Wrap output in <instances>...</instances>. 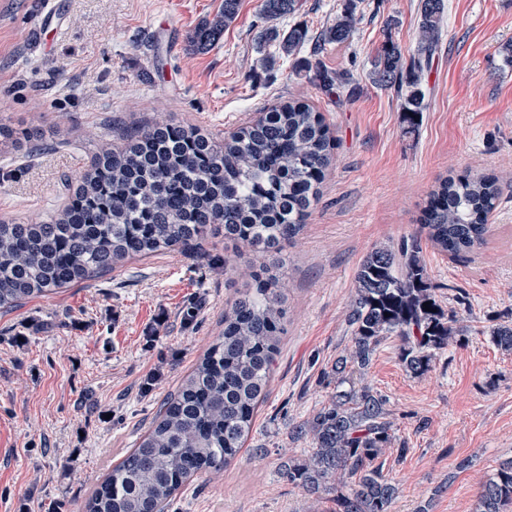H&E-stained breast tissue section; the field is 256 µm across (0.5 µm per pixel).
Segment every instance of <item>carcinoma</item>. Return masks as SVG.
Returning a JSON list of instances; mask_svg holds the SVG:
<instances>
[{
	"mask_svg": "<svg viewBox=\"0 0 512 512\" xmlns=\"http://www.w3.org/2000/svg\"><path fill=\"white\" fill-rule=\"evenodd\" d=\"M299 8V0H261L269 20ZM358 8V0H346L319 41L349 42ZM238 10L239 0H224L223 14L196 28L193 45L205 50L216 44ZM445 10V0H419L412 55L388 36L372 61L373 82L394 90L409 132L427 107L422 78ZM308 41L301 25L286 31L272 25L259 37V44H273L285 57ZM296 63L300 75L326 92L351 85L347 72L330 71L311 57ZM39 137L35 129L0 122V147L15 151ZM124 139L117 149L108 142L97 146L67 204L48 220L0 221L1 311L95 280L127 261L184 252L219 237L246 249L257 269L224 309V331L166 395L82 512H165L189 481L221 473L245 447L268 396L283 332L282 249L303 229L335 149L322 115L300 101L280 104L223 141L172 120ZM502 194L493 173L441 180L422 211L428 240L452 257L482 249ZM355 284L347 314L350 345L328 372L335 393L291 427V438L309 448L282 461L280 475L312 499L330 495L332 512H391L399 488L371 463L390 447L394 429L389 400L368 384V369L379 345L394 336L405 370L421 375L463 327L445 316L415 238L373 248L357 267ZM490 337L512 351V324L492 328ZM474 512H512V459L487 476Z\"/></svg>",
	"mask_w": 512,
	"mask_h": 512,
	"instance_id": "obj_1",
	"label": "carcinoma"
}]
</instances>
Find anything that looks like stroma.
<instances>
[{"mask_svg": "<svg viewBox=\"0 0 512 512\" xmlns=\"http://www.w3.org/2000/svg\"><path fill=\"white\" fill-rule=\"evenodd\" d=\"M44 0H0V118L40 129L38 154L0 155V219L48 220L68 200L98 143L168 117L230 136L268 108L307 101L336 140L335 162L280 275L289 313L269 396L249 443L223 476L187 484L172 512H301L303 492L279 474L304 442L288 431L326 403L323 374L350 341L355 273L374 246L415 237L446 316L463 332L423 375L407 373L398 340L367 374L390 400L398 441L383 473L399 488L392 512H473L482 482L512 457V352L485 331L512 323V0H446L443 34L423 85L427 109L406 133L393 91L374 84L385 37L405 53L417 38L418 0H362L351 41L326 47L330 70L354 92L336 95L298 75L294 58L265 69L258 38L269 22L259 0H240L236 21L205 51L190 41L224 0H66L68 21L42 46L34 22ZM346 0H301L278 20L318 33ZM179 30L166 52L160 21ZM496 173L503 188L493 234L479 252L448 256L418 222L429 191L449 175ZM205 255L178 251L131 260L96 280L0 313V512H81L113 461L133 447L160 401L224 328L244 264L222 240ZM212 254L226 263L209 262ZM199 315L185 324L187 306ZM471 459L458 470L462 459Z\"/></svg>", "mask_w": 512, "mask_h": 512, "instance_id": "35a3bbf8", "label": "stroma"}]
</instances>
